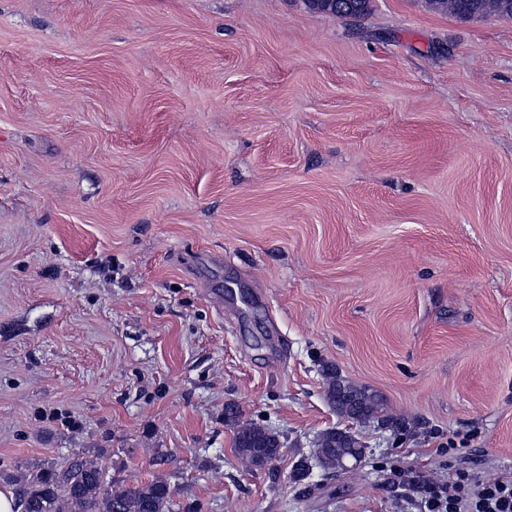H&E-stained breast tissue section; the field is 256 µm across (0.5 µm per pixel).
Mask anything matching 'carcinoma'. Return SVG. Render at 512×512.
<instances>
[{
  "instance_id": "obj_1",
  "label": "carcinoma",
  "mask_w": 512,
  "mask_h": 512,
  "mask_svg": "<svg viewBox=\"0 0 512 512\" xmlns=\"http://www.w3.org/2000/svg\"><path fill=\"white\" fill-rule=\"evenodd\" d=\"M435 9L463 20L489 15L512 17V0H429ZM309 7L336 16L361 18L370 0H309ZM327 401L336 413L350 420H381L398 431L407 429L401 418L389 414L379 394L343 381L336 370L323 369ZM238 406L224 407V420L235 429V449L241 459L256 468L277 460L279 436L255 423L240 422ZM364 455L359 441L348 431H325L314 452L321 468L335 473L358 462ZM170 485L156 477L133 485H114L106 480L97 462L74 453L64 464L43 468L27 479L21 496L22 512H171Z\"/></svg>"
}]
</instances>
